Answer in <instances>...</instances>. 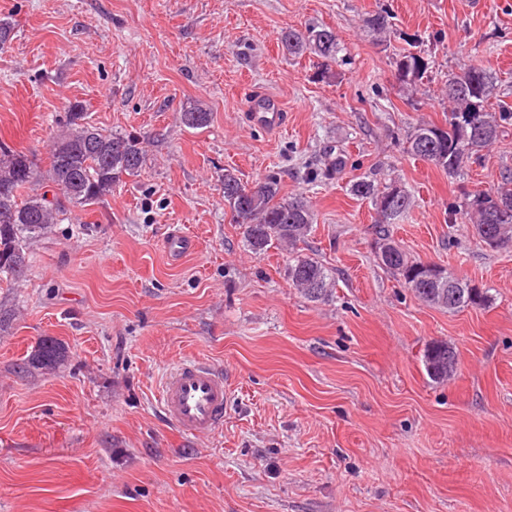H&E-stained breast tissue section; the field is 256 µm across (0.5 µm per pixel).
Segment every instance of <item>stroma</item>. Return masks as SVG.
<instances>
[{
	"instance_id": "35a3bbf8",
	"label": "stroma",
	"mask_w": 512,
	"mask_h": 512,
	"mask_svg": "<svg viewBox=\"0 0 512 512\" xmlns=\"http://www.w3.org/2000/svg\"><path fill=\"white\" fill-rule=\"evenodd\" d=\"M394 15L386 42L364 26ZM0 141L44 158L71 108L148 141L139 176L30 241L29 271L0 282V512H512V247L492 250L450 208L512 177V123L462 172L407 153L417 125H445L449 74L493 73L512 108V0H0ZM330 28L344 64L284 55L282 29ZM420 54L416 86L400 51ZM275 96L288 125L248 126ZM203 129L183 126L194 103ZM345 164L329 174L330 153ZM276 177L314 213L296 252L333 270L302 297L292 251L252 254L221 178ZM395 180L415 207L391 235L414 260L486 290L485 305L430 307L381 267L375 210L351 184ZM193 250L172 261L164 240ZM59 368H26L45 339ZM453 344L457 372L422 360ZM195 357L233 400L215 432L161 414L162 380ZM396 66L399 79L407 85L415 84L425 72V64L422 58L412 52H405L396 56ZM211 112L202 103H195L181 114L182 124L190 129H202L208 126ZM458 352L446 341L433 343L424 355V367L427 375L436 382L447 381L456 371Z\"/></svg>"
}]
</instances>
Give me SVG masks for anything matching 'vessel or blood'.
Returning <instances> with one entry per match:
<instances>
[{"mask_svg":"<svg viewBox=\"0 0 512 512\" xmlns=\"http://www.w3.org/2000/svg\"><path fill=\"white\" fill-rule=\"evenodd\" d=\"M250 125L274 133L288 121L275 97L264 95L252 101L246 115ZM230 392L223 373L196 359L180 361L168 372L159 402L168 422L181 433L196 437L212 433L224 423Z\"/></svg>","mask_w":512,"mask_h":512,"instance_id":"b4317fda","label":"vessel or blood"}]
</instances>
